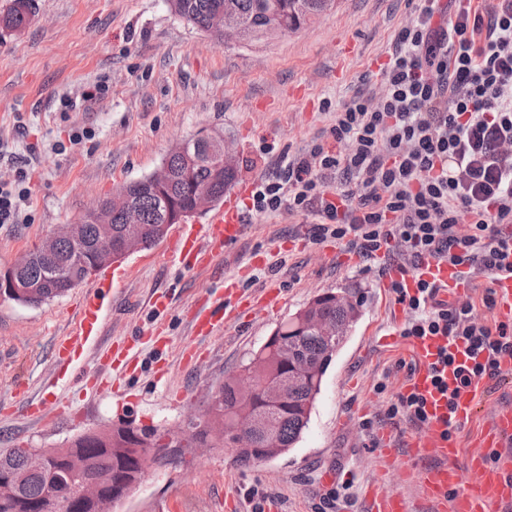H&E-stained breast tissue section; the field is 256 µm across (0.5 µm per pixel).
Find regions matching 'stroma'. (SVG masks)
<instances>
[{"label": "stroma", "mask_w": 512, "mask_h": 512, "mask_svg": "<svg viewBox=\"0 0 512 512\" xmlns=\"http://www.w3.org/2000/svg\"><path fill=\"white\" fill-rule=\"evenodd\" d=\"M34 22L18 34L0 33V149L30 160V198L20 224H0V269L10 267L62 225L77 221L93 202L124 183L155 172L178 143L213 130L237 147L236 187H254L282 156L321 144L333 146L326 104L380 91L379 68L396 33L417 15L418 0H337L295 33L219 45L177 16L169 0H33ZM357 51L342 55L346 42ZM101 83L100 100H80ZM77 100L75 109L62 98ZM90 134L72 144L73 131ZM316 217L281 209L253 215L245 234L223 256L225 277L259 292L281 288L278 307L195 339L190 311L198 296L220 299L204 270L172 266L167 241L135 252L111 271L102 334L123 342L160 324L161 353H138L129 368L101 364L99 348L85 351L89 375L56 382L53 347L78 315L86 291L102 274L39 306L0 298V449L61 448L79 434L127 419L158 429L188 428L212 393L236 374L274 329L316 295L345 291L362 304L360 318L324 376L310 421L295 448L263 462H241L231 448L163 467L148 466L141 483L116 512H167L171 500L186 512H361L381 457L365 423L388 431L398 454L414 428L389 419L411 357L403 323L375 260L342 266L314 236ZM169 297L155 317L150 300ZM197 340L205 361L184 367L181 348ZM112 390H98V379ZM46 406L42 418L25 400ZM512 403V380L501 381L477 415L455 431L463 449L478 441L495 404ZM348 498L332 499L334 487Z\"/></svg>", "instance_id": "stroma-1"}]
</instances>
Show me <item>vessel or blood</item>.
Instances as JSON below:
<instances>
[{
    "label": "vessel or blood",
    "instance_id": "b4317fda",
    "mask_svg": "<svg viewBox=\"0 0 512 512\" xmlns=\"http://www.w3.org/2000/svg\"><path fill=\"white\" fill-rule=\"evenodd\" d=\"M245 231L243 209L232 200L201 231L176 232L168 255L184 268L208 269L221 259L225 246L237 241ZM384 280L405 283L412 292L419 281L425 280L446 286L448 295L457 297L465 293L468 275L465 267L426 260L411 268L392 266ZM491 286L496 293L499 317L512 319V273L493 276ZM224 296L231 305L225 313L212 306L207 297L197 298L193 315L195 334L212 335L241 317L262 312L281 301L279 288H266L254 297L245 294L232 279L224 282ZM103 305L104 299L98 292L85 294L76 325L55 346L58 364L75 366L87 347L95 343L101 333ZM406 350L417 367L403 389L424 398L428 416L427 423L411 436L409 444L412 456L421 463L418 482L423 500L433 512H492L494 506L512 504V404L495 405L479 450L461 452L449 433L477 412L479 397L489 387V379L473 380L471 385L460 388L455 398H447L433 384L432 367L443 351L453 355L456 366H471L461 343L441 335L412 337L406 342ZM377 451L382 457L385 479L368 487L364 495L365 512H410L405 498L386 488L387 482L403 474L405 465L387 432H378Z\"/></svg>",
    "mask_w": 512,
    "mask_h": 512
}]
</instances>
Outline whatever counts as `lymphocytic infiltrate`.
I'll use <instances>...</instances> for the list:
<instances>
[{
    "mask_svg": "<svg viewBox=\"0 0 512 512\" xmlns=\"http://www.w3.org/2000/svg\"><path fill=\"white\" fill-rule=\"evenodd\" d=\"M426 0L381 67V97L337 104L336 149L289 157L251 193V208L318 216L316 235L346 241L366 260L386 253L409 266L432 259L495 273L512 249V0H452L436 19ZM407 314L406 336L463 342L473 366L457 372L499 379L512 353V325L482 324L469 301L442 298L422 281L416 294L391 283Z\"/></svg>",
    "mask_w": 512,
    "mask_h": 512,
    "instance_id": "f902f5d3",
    "label": "lymphocytic infiltrate"
}]
</instances>
